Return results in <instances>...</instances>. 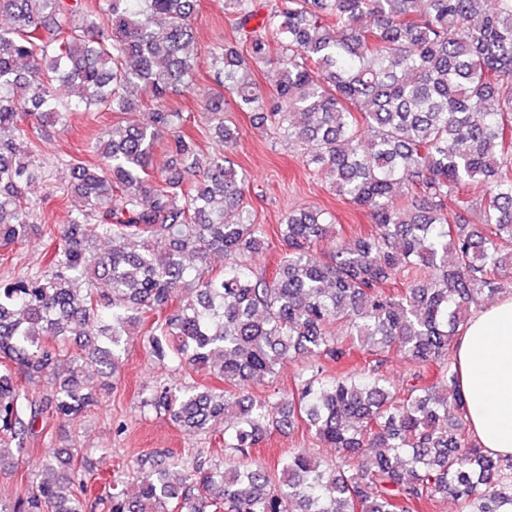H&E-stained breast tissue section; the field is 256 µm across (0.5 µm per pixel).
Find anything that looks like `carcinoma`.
<instances>
[{"label": "carcinoma", "instance_id": "carcinoma-1", "mask_svg": "<svg viewBox=\"0 0 512 512\" xmlns=\"http://www.w3.org/2000/svg\"><path fill=\"white\" fill-rule=\"evenodd\" d=\"M226 2L239 39L210 52L216 137L238 138L227 94L288 144L317 143L306 164L369 211L372 230L319 253L335 216L298 209L274 230L276 267L256 264L268 234L245 176L222 151L201 158L166 105L195 82L197 0H0L13 20L0 27L1 246L47 234L26 192L43 166L23 118L54 127L83 106L148 109L95 139L99 163L64 161L82 208L47 266L0 279V473L14 468L4 449L23 453L40 420H72L116 388L137 329L159 364L211 379L144 390L141 408L224 443L222 459L198 448L155 463L132 497L116 479L87 493L98 449L46 448L0 512H414L448 498L459 512H512V459L470 434L455 367L464 314L512 288V0ZM273 53L267 97L253 69ZM57 81L74 99L57 100ZM164 137L173 160L157 171ZM463 196L475 224L448 217ZM355 349L359 367L326 373ZM393 354L408 366L397 385L381 373ZM301 357L290 391L251 392ZM299 425L336 457L250 459Z\"/></svg>", "mask_w": 512, "mask_h": 512}]
</instances>
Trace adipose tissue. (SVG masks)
Returning a JSON list of instances; mask_svg holds the SVG:
<instances>
[{
	"instance_id": "adipose-tissue-1",
	"label": "adipose tissue",
	"mask_w": 512,
	"mask_h": 512,
	"mask_svg": "<svg viewBox=\"0 0 512 512\" xmlns=\"http://www.w3.org/2000/svg\"><path fill=\"white\" fill-rule=\"evenodd\" d=\"M460 388L480 447L512 457V296L476 311L457 340Z\"/></svg>"
}]
</instances>
